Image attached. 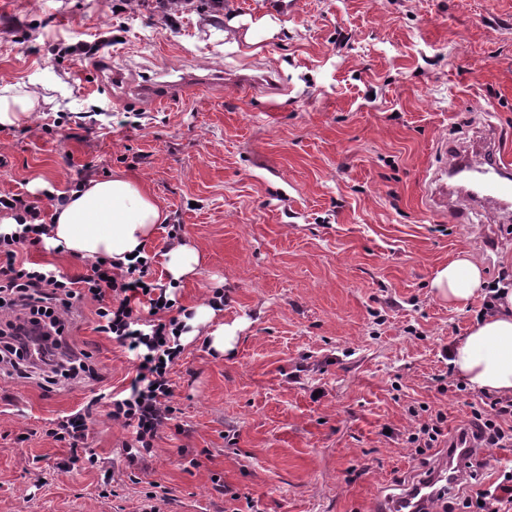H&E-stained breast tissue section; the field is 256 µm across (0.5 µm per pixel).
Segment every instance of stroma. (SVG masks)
Instances as JSON below:
<instances>
[{
	"label": "stroma",
	"mask_w": 512,
	"mask_h": 512,
	"mask_svg": "<svg viewBox=\"0 0 512 512\" xmlns=\"http://www.w3.org/2000/svg\"><path fill=\"white\" fill-rule=\"evenodd\" d=\"M85 43L86 55L68 48ZM216 75L180 96L137 89L156 74ZM238 73L266 74L246 90ZM45 96L0 127V193L45 216L79 177L120 173L167 214L147 245L166 285L168 233L195 248L179 306L215 289L224 308L183 340L175 418L128 461L131 428L106 394L131 356L77 304L70 340L99 380L44 387L0 371V512H370L440 455H412L409 407L469 420L474 389L441 388L448 348L482 297L456 308L432 293L462 250L487 282L512 279V221L435 209L442 143L471 146L496 127L512 162V0H0V85ZM237 324L227 354L207 334ZM90 407L82 449L47 436ZM237 500H230V493Z\"/></svg>",
	"instance_id": "stroma-1"
}]
</instances>
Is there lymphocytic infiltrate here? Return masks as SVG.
Instances as JSON below:
<instances>
[{"label": "lymphocytic infiltrate", "instance_id": "obj_1", "mask_svg": "<svg viewBox=\"0 0 512 512\" xmlns=\"http://www.w3.org/2000/svg\"><path fill=\"white\" fill-rule=\"evenodd\" d=\"M0 213L13 217L16 234H0V364L20 379L38 378L55 385L85 377L97 379L98 371L87 352L66 340L71 310L77 302L93 300L96 333L115 339L133 353L135 375L122 397L113 398L109 414L132 427L138 449L151 451L160 430L174 413V389L169 379L172 366L183 352L184 330L171 312L176 305L166 287L149 280L151 260H131L118 266L106 257L88 261L84 274L72 278L50 262H31L25 247L42 241L48 227L41 209L22 193H0ZM415 424L406 443L415 455H425L444 438L447 420L442 411L426 413L409 407ZM460 436L477 448L512 447V397L490 396L472 405L467 426ZM484 460L471 463L463 486L479 485L476 494H462L464 512H505L512 504V470L501 482L481 486Z\"/></svg>", "mask_w": 512, "mask_h": 512}]
</instances>
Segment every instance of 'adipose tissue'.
I'll list each match as a JSON object with an SVG mask.
<instances>
[{
    "instance_id": "adipose-tissue-1",
    "label": "adipose tissue",
    "mask_w": 512,
    "mask_h": 512,
    "mask_svg": "<svg viewBox=\"0 0 512 512\" xmlns=\"http://www.w3.org/2000/svg\"><path fill=\"white\" fill-rule=\"evenodd\" d=\"M40 95L0 86V127L11 126L39 108ZM165 213L137 182L116 174L92 179L70 191L54 210L48 248L78 258L103 256L126 262L139 254L164 223ZM431 285L449 304L464 306L483 294L486 281L478 260L466 252L435 270ZM455 377L495 396H512V288L503 286L488 311L476 318L449 352Z\"/></svg>"
}]
</instances>
